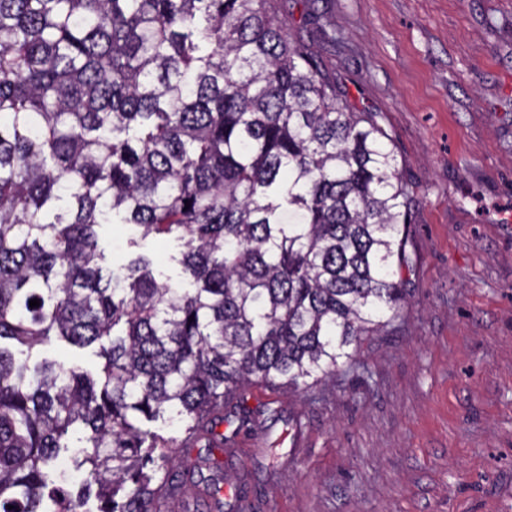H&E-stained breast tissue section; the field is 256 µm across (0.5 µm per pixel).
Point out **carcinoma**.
Wrapping results in <instances>:
<instances>
[{
  "label": "carcinoma",
  "instance_id": "1",
  "mask_svg": "<svg viewBox=\"0 0 512 512\" xmlns=\"http://www.w3.org/2000/svg\"><path fill=\"white\" fill-rule=\"evenodd\" d=\"M315 2L0 0V512H168L199 485L223 512L246 389H309L394 327L412 192L307 50ZM104 224L179 242L186 284L102 267ZM53 337L100 376L31 360Z\"/></svg>",
  "mask_w": 512,
  "mask_h": 512
}]
</instances>
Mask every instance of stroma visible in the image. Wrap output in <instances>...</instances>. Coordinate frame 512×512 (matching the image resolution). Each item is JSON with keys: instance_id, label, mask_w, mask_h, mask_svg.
Listing matches in <instances>:
<instances>
[{"instance_id": "stroma-1", "label": "stroma", "mask_w": 512, "mask_h": 512, "mask_svg": "<svg viewBox=\"0 0 512 512\" xmlns=\"http://www.w3.org/2000/svg\"><path fill=\"white\" fill-rule=\"evenodd\" d=\"M310 47L392 138L416 262L393 331L305 393H247L300 424L277 463L242 430L244 512H512V0H324Z\"/></svg>"}]
</instances>
